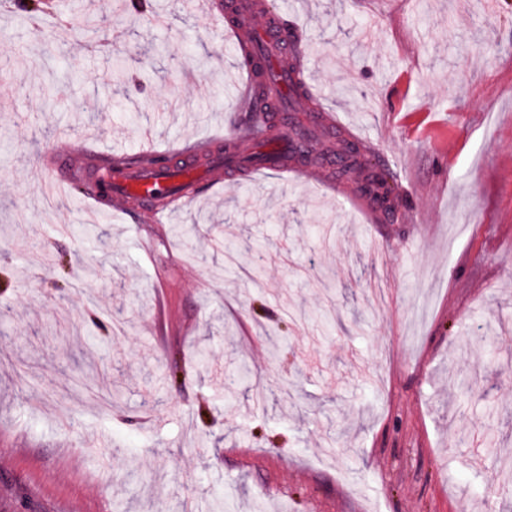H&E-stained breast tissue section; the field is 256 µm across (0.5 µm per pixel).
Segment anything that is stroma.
Wrapping results in <instances>:
<instances>
[{
    "label": "stroma",
    "mask_w": 512,
    "mask_h": 512,
    "mask_svg": "<svg viewBox=\"0 0 512 512\" xmlns=\"http://www.w3.org/2000/svg\"><path fill=\"white\" fill-rule=\"evenodd\" d=\"M125 2L82 0L100 52L0 0V512H512V0H269L327 95L294 107L365 133L396 213L233 169L175 239L40 195L58 144L252 130L210 19Z\"/></svg>",
    "instance_id": "35a3bbf8"
}]
</instances>
